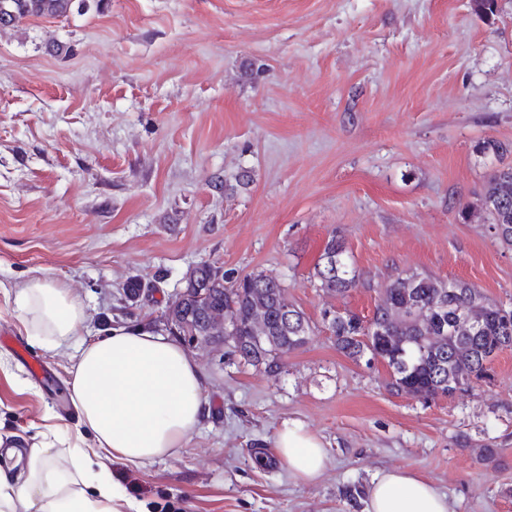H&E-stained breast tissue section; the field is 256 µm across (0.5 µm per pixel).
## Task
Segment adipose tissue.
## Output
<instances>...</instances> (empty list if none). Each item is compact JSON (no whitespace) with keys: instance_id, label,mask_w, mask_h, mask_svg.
<instances>
[{"instance_id":"obj_1","label":"adipose tissue","mask_w":512,"mask_h":512,"mask_svg":"<svg viewBox=\"0 0 512 512\" xmlns=\"http://www.w3.org/2000/svg\"><path fill=\"white\" fill-rule=\"evenodd\" d=\"M14 302L45 349L78 342L69 399L91 442L68 459L52 441L5 449L0 512H140L108 477V465L145 464L183 447L208 411L194 357L172 338L141 328L87 335L84 304L49 275L16 285ZM274 448L300 482L314 483L326 468V448L302 424L278 429ZM365 512H450V506L431 481L396 469L375 476Z\"/></svg>"}]
</instances>
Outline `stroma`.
<instances>
[{"label": "stroma", "mask_w": 512, "mask_h": 512, "mask_svg": "<svg viewBox=\"0 0 512 512\" xmlns=\"http://www.w3.org/2000/svg\"><path fill=\"white\" fill-rule=\"evenodd\" d=\"M485 140L512 148V0L489 19L472 0H88L0 25V446L77 422L73 351L36 343L15 285L47 273L93 332H160L207 262L284 280L313 332L275 374L191 346L207 417L178 454L108 468L142 512H364L390 469L452 512H512V348L492 383L424 400L338 351L324 318L371 317L412 272L512 309V248L481 202L512 151L482 157ZM333 234L357 276L343 296L314 276ZM288 422L325 444L315 483L274 451Z\"/></svg>", "instance_id": "stroma-1"}]
</instances>
